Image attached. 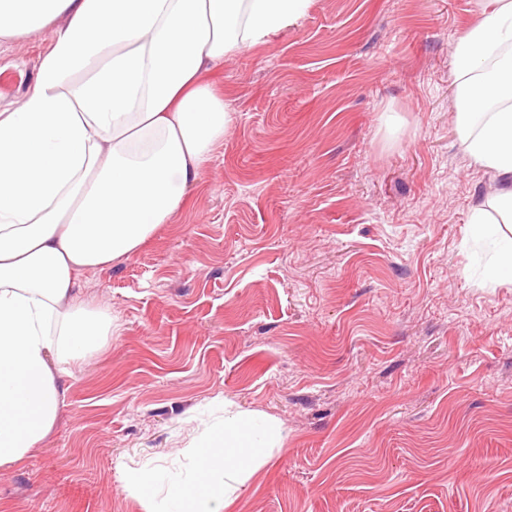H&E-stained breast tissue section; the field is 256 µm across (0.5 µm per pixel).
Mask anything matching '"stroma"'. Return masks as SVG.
<instances>
[{
    "label": "stroma",
    "mask_w": 512,
    "mask_h": 512,
    "mask_svg": "<svg viewBox=\"0 0 512 512\" xmlns=\"http://www.w3.org/2000/svg\"><path fill=\"white\" fill-rule=\"evenodd\" d=\"M480 0H311L226 57L231 121L187 205L82 273L112 336L0 512H144L126 474L183 458L208 404L284 445L224 512H512V288L465 242L498 182L456 142L450 53ZM44 28L0 37V109Z\"/></svg>",
    "instance_id": "35a3bbf8"
}]
</instances>
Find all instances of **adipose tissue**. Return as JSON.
<instances>
[{"label":"adipose tissue","mask_w":512,"mask_h":512,"mask_svg":"<svg viewBox=\"0 0 512 512\" xmlns=\"http://www.w3.org/2000/svg\"><path fill=\"white\" fill-rule=\"evenodd\" d=\"M310 0H0V36L52 27L36 84L0 111V468L54 430L63 379L112 333V312L82 297V271L135 253L187 202L230 121L210 80L226 57L295 23ZM451 50L457 140L499 179L512 222V0ZM64 25H57V18ZM483 285L512 287V237L472 209ZM261 414L214 412L184 461L131 474L147 512H223L281 449Z\"/></svg>","instance_id":"obj_1"}]
</instances>
